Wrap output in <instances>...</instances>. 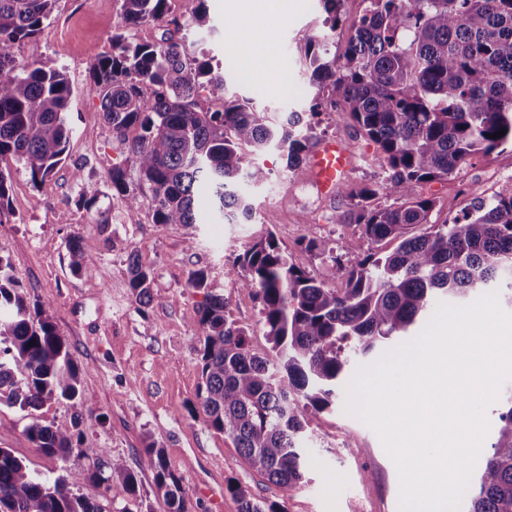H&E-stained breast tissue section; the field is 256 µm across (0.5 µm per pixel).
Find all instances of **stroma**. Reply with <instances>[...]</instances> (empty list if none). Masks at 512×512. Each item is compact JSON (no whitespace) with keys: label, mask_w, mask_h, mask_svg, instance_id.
<instances>
[{"label":"stroma","mask_w":512,"mask_h":512,"mask_svg":"<svg viewBox=\"0 0 512 512\" xmlns=\"http://www.w3.org/2000/svg\"><path fill=\"white\" fill-rule=\"evenodd\" d=\"M288 3L281 17L263 19L262 40L239 52L230 51L224 24L242 15L238 0H171L170 14L183 22L205 6L210 27L188 33L190 51L211 58L230 95L250 99L279 120L308 109L315 90L300 48L306 36L323 30L326 17L322 0ZM123 25L122 0H57L41 31L12 47L19 62L52 64L66 72L73 88L67 112L72 135L66 162L40 184H32L16 161L0 162L10 185V212L0 220V256L10 259L29 300L42 305L66 338L82 384L93 396L95 414L81 426L82 447L105 449L134 469L151 512L166 507L145 462L150 442L163 448L192 512H239V500L228 490L232 484L258 500L285 502L288 512H399L396 467L377 433L346 413L345 388L337 389L335 407L308 427L306 478L287 492L252 469L203 417H191L200 382L195 321L205 294L189 288L190 272L208 271L231 318L248 331L252 349L266 355L270 344L259 307L248 294L228 287V260L270 231L295 265L340 289L345 282L331 262L305 251L299 241L305 237L335 248L354 238L357 228L340 221L348 208L343 194H318L307 168L287 170L275 150L257 158L270 177L252 190L253 223L219 224L204 217L192 244L180 226L154 223L151 189L140 183L126 145L105 124L99 99L86 90L91 64L110 51L112 36ZM268 49L275 57L271 74L256 64ZM313 125L311 146L337 140L356 158L345 185L355 188L383 177L375 145L350 120L324 112ZM77 164L82 167L78 183L71 176ZM115 166L134 183L137 206L127 207L113 196L109 172ZM510 186L512 147L506 145L470 156L455 176L421 183L417 192L435 200L433 222L448 224L474 202ZM85 188L98 193L90 210L77 202ZM76 237L91 254V276L70 270L68 246ZM133 254L152 272L155 302L146 307L136 303L128 285ZM36 419L64 424L71 411L56 401L35 410L1 404L0 448L10 449L32 472L62 471L75 493L98 498L88 460L59 466L28 439L25 428Z\"/></svg>","instance_id":"obj_1"}]
</instances>
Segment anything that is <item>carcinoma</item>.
Here are the masks:
<instances>
[{
    "label": "carcinoma",
    "mask_w": 512,
    "mask_h": 512,
    "mask_svg": "<svg viewBox=\"0 0 512 512\" xmlns=\"http://www.w3.org/2000/svg\"><path fill=\"white\" fill-rule=\"evenodd\" d=\"M57 0H0V161L20 163L31 182L44 181L66 160L71 130L66 111L72 85L64 70L17 63L10 45L34 37ZM170 0H123L125 29L163 21ZM341 0H324L326 30L305 39V65L317 88L310 115H349L377 148L387 170L380 182L345 188L350 199L342 223L359 237L341 249L356 264L336 262L334 249L308 240L305 249L330 258L345 280L337 290L294 265L273 232L236 255L226 275L258 303L276 361L253 352L248 332L230 318L224 295L210 290L204 269L190 273L191 287L207 292L199 311L197 354L202 383L198 409L207 425L232 440L241 455L283 491L305 477L306 427L336 401L352 353L366 354L408 335L437 296L465 301L506 282L512 291V188L480 201L450 224H433L434 201L418 184L447 179L476 153L512 145V0H368L342 56L331 52ZM160 43L112 35L111 51L90 68L88 90L100 100L112 135L129 143L140 179L156 200L157 224L200 223L205 204L229 223L252 216L241 180L259 185L267 172L252 156L271 146L290 170L301 163L313 127L299 112L274 123L247 99L226 94L224 76L195 56L180 32L210 28L201 7ZM139 134L128 140L131 128ZM506 133L498 138L493 134ZM112 192L137 204L126 170L109 173ZM399 203L382 205L380 199ZM389 240L386 254L377 246ZM69 266L92 272L79 238L69 244ZM135 301H156L151 271L129 261ZM63 401L69 424L26 427L43 453L62 463L92 461L89 479L104 487L90 501L53 479L32 473L0 448V512H107L108 502L137 503L136 472L101 448H75L78 426L93 397L83 387L67 340L37 303H30L0 257V405L37 409ZM473 480L467 512H512V405ZM157 495L167 512H191L181 479L155 443L145 448ZM240 512H287L285 503L258 502L238 485Z\"/></svg>",
    "instance_id": "obj_1"
}]
</instances>
